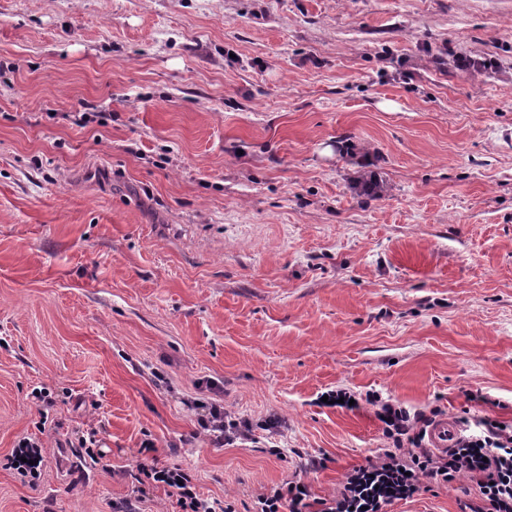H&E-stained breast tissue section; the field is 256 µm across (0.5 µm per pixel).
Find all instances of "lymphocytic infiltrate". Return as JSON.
<instances>
[{"instance_id": "f902f5d3", "label": "lymphocytic infiltrate", "mask_w": 512, "mask_h": 512, "mask_svg": "<svg viewBox=\"0 0 512 512\" xmlns=\"http://www.w3.org/2000/svg\"><path fill=\"white\" fill-rule=\"evenodd\" d=\"M369 404L384 425L390 448L351 471L329 499L312 497L300 482L283 480L257 496L253 512H385L398 500L414 498L425 482L448 483L467 475L476 482L480 503L471 512H512V426L484 419L480 433L459 436L447 454L437 456L424 445L428 418L372 395ZM132 478L134 496L113 503L112 512H140L145 486H163L178 512H238L234 501L203 499L193 475L178 466L139 461Z\"/></svg>"}]
</instances>
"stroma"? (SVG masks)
<instances>
[{
    "label": "stroma",
    "mask_w": 512,
    "mask_h": 512,
    "mask_svg": "<svg viewBox=\"0 0 512 512\" xmlns=\"http://www.w3.org/2000/svg\"><path fill=\"white\" fill-rule=\"evenodd\" d=\"M370 393L512 425V0H0V512H112L147 438L204 498H328ZM224 417H226L224 416V407L216 403L211 404L207 408L206 414L198 419L200 432L204 433L214 442L222 444V446L224 445V440L233 442V438L237 439L247 436L246 433L249 430L245 422H243V425L240 422L238 424L228 422L225 425ZM19 443L20 454L12 455L11 465L17 470L29 471L30 474L36 475L35 471L43 460L42 443L26 437L20 440ZM21 458H26L27 462L21 461ZM30 460H33L34 464H30ZM15 462H18V465H15Z\"/></svg>",
    "instance_id": "1"
}]
</instances>
